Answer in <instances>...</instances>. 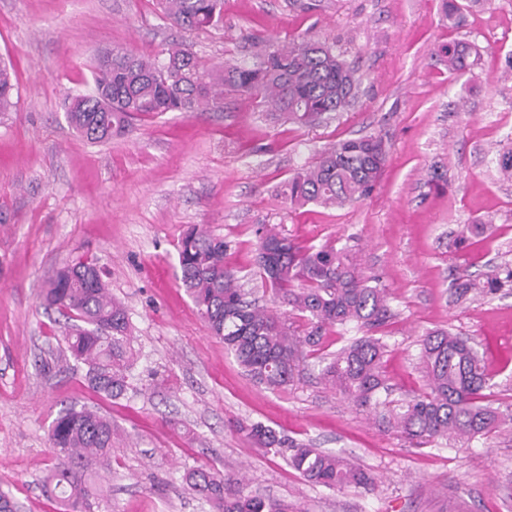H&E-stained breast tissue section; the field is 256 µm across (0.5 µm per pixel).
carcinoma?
I'll use <instances>...</instances> for the list:
<instances>
[{"mask_svg": "<svg viewBox=\"0 0 512 512\" xmlns=\"http://www.w3.org/2000/svg\"><path fill=\"white\" fill-rule=\"evenodd\" d=\"M173 25L193 31L224 22V0H156ZM454 26L464 23L457 0H442ZM448 71L464 74L478 64L471 44L453 40L439 46ZM95 91L66 104L70 125L87 141L104 143L124 135L136 116L215 110L224 104V88L255 96L272 119L299 127L314 125L328 112H341L354 96L353 69L335 47L306 38L270 44L251 64L201 63L187 45L174 44L160 58L118 49L96 54ZM14 72L0 60V112L14 102ZM386 163L382 139L340 140L316 161L284 182L280 196L296 206L309 203L343 207L369 196ZM496 169L512 178V145L498 151ZM254 265L275 287L287 310L273 312L246 298L225 255L228 243L194 225L178 243L181 282L212 335L224 342L244 372L270 389L293 385L307 353L321 350L329 329L353 325L363 335L340 348L321 371L325 385L374 417L384 428L418 447L438 439L471 444L492 435H512V410L505 414L487 400L491 377L483 356L470 341L447 330L426 332L420 340L419 367L425 389L395 402L382 371L387 345L378 335L390 317V297L367 275L357 257L344 249L301 247L274 227L255 229ZM457 298L477 290L494 294L512 288V266H494L479 279L455 285ZM50 307L71 312L78 323L66 328V350L84 368V380L96 395L118 399L128 389V373L137 361L123 304L112 297L98 263L78 260L56 271L45 288ZM238 431L274 454L287 453L290 467L315 485L344 488L374 478L347 457L297 442L261 422H240ZM116 429L96 410L63 409L52 421L49 445L55 459L44 476L63 512H104L91 477L109 466ZM188 488L212 502L217 512H289L273 498L239 489L224 494L228 479L220 471L195 469Z\"/></svg>", "mask_w": 512, "mask_h": 512, "instance_id": "1", "label": "carcinoma"}]
</instances>
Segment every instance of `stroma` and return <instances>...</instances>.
Returning a JSON list of instances; mask_svg holds the SVG:
<instances>
[{"label":"stroma","mask_w":512,"mask_h":512,"mask_svg":"<svg viewBox=\"0 0 512 512\" xmlns=\"http://www.w3.org/2000/svg\"><path fill=\"white\" fill-rule=\"evenodd\" d=\"M458 3L460 29L440 0H224L223 27L185 32L153 0H0V57L18 87L15 108L0 112V491L18 512H60L42 477L49 426L74 403L98 405L119 430L104 472L109 512H215L185 483L201 466L245 474L247 493L300 512H512V438L410 447L326 389L315 354L293 387L255 383L211 335L178 264L183 232L206 226L229 242L244 289L273 307L275 290L251 264L257 225L352 249L391 292L380 333L396 398L424 389L419 341L446 328L483 354L489 400L512 405V290L458 302L452 287L512 265V181L492 164L512 138V0ZM293 37L335 46L355 70L351 105L313 127L272 122L233 91L221 111L142 117L100 144L66 118L65 101L93 89L97 51L157 56L183 40L217 65ZM451 40L477 45L473 72L451 74L437 56ZM369 135L387 150L369 197L328 209L280 198V184L325 147ZM467 224L488 230L458 243ZM80 258L106 269L138 353L129 389L112 401L65 361L67 320L44 300L54 272ZM245 420L349 457L376 482L312 485L236 431Z\"/></svg>","instance_id":"stroma-1"}]
</instances>
